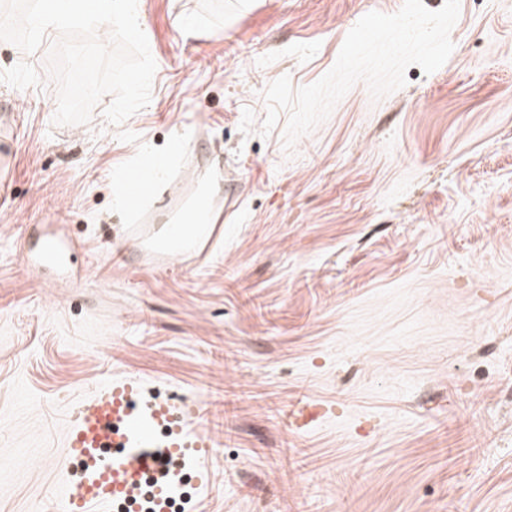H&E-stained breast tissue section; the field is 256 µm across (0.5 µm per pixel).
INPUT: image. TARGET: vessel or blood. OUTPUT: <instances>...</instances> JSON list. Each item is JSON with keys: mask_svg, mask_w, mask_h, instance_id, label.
I'll list each match as a JSON object with an SVG mask.
<instances>
[{"mask_svg": "<svg viewBox=\"0 0 512 512\" xmlns=\"http://www.w3.org/2000/svg\"><path fill=\"white\" fill-rule=\"evenodd\" d=\"M177 408L165 400L145 397L135 381L111 379L82 400L67 429L65 448L82 467L77 479L64 482L56 512H95L113 501L132 497L143 473L161 468L165 459L179 457L197 468L208 455L212 439L199 431L192 418H184L165 441L155 431L170 420ZM125 423L126 447L122 454L101 455L113 421Z\"/></svg>", "mask_w": 512, "mask_h": 512, "instance_id": "1", "label": "vessel or blood"}]
</instances>
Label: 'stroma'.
<instances>
[{
  "mask_svg": "<svg viewBox=\"0 0 512 512\" xmlns=\"http://www.w3.org/2000/svg\"><path fill=\"white\" fill-rule=\"evenodd\" d=\"M403 0H139L149 105L57 125L47 56L0 41V512H54L76 401L113 378L194 405L216 441L188 512H512V0H460L454 50L372 101L356 83L283 148L263 92L311 84ZM180 137L237 206L145 265L181 183L113 204ZM54 229L68 264L29 259ZM299 401L319 416L288 426Z\"/></svg>",
  "mask_w": 512,
  "mask_h": 512,
  "instance_id": "35a3bbf8",
  "label": "stroma"
}]
</instances>
